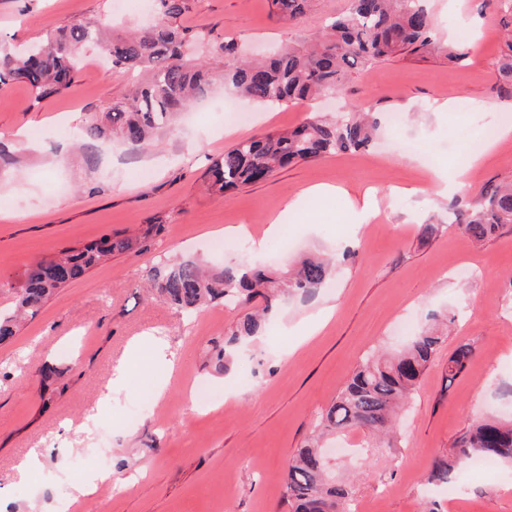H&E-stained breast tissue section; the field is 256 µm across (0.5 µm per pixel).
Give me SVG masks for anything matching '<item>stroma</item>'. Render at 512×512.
Segmentation results:
<instances>
[{
    "label": "stroma",
    "instance_id": "obj_1",
    "mask_svg": "<svg viewBox=\"0 0 512 512\" xmlns=\"http://www.w3.org/2000/svg\"><path fill=\"white\" fill-rule=\"evenodd\" d=\"M429 5L441 41L456 40L463 29L475 42L462 63L441 54L398 56L352 70L341 93L255 105L250 122L229 126L221 119L219 86L162 135L159 147L136 153L113 144L93 174L73 147L71 116L120 98L130 75L109 71L90 50L76 82L40 104L23 82L0 89V134L22 132L25 147L21 171L0 182V212L10 215L0 220V283L63 248L161 226L138 250L59 290L11 343L0 345V512H57L77 484L69 463L80 448L104 449L112 480L79 512H289V456L312 435L357 364L372 350L401 345L399 320L424 325L446 308L465 316L398 416V447H368L359 432L341 435L332 442V474L352 485L364 512H512V468L497 466L454 497L447 486L427 483L433 461L447 457L467 422L512 419V315L505 313L512 305V230L477 243L448 224L454 201L474 202L487 183L512 179V139L496 142L479 166L468 165L470 141L484 140L488 124L512 114V90L494 77L503 31L485 0ZM347 7L348 0H312L303 16L285 21L271 0H189L180 22L205 34L198 54L207 60L212 45L229 40L256 54L309 42L327 16ZM148 18L126 11L122 0H0V39L13 47L37 43L88 20L121 33ZM460 99L470 111H454ZM351 107L382 122L368 149L279 169L227 200L207 191L204 174L225 148ZM393 112L406 117L397 132L385 124ZM402 136L424 139L427 157L402 151ZM438 172L450 183L448 193L425 192ZM314 184L346 193L285 209L287 197ZM371 187L378 217L351 223L349 198ZM273 217L284 226L279 236L289 260L338 255L349 239L355 256L339 267L334 287L287 300L229 370H218L211 350L223 343L237 311L217 306L183 318L147 297L144 271L161 254L201 255L217 267L236 261V254L211 249L215 230L244 224L248 241L261 237ZM430 220L442 230L422 237ZM329 305L333 318L312 333ZM147 332L168 342L175 370L135 356L130 384L100 401L113 362ZM463 344L474 354L449 379L448 359ZM47 367L58 371L62 386L49 402L41 397ZM192 378L222 391L223 402L197 405L185 388ZM161 384L166 392L155 396ZM147 391L154 394L151 410L129 416ZM33 452L41 466L31 472L22 462Z\"/></svg>",
    "mask_w": 512,
    "mask_h": 512
}]
</instances>
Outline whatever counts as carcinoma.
<instances>
[{
    "label": "carcinoma",
    "instance_id": "1",
    "mask_svg": "<svg viewBox=\"0 0 512 512\" xmlns=\"http://www.w3.org/2000/svg\"><path fill=\"white\" fill-rule=\"evenodd\" d=\"M155 2L156 19L140 33L108 37L100 23L84 21L49 33L40 44L17 50L0 47V85L21 80L36 103L69 88L80 72L87 47L99 48L113 70L145 76L122 100L92 113L74 132L90 170L97 167L99 152L114 139L134 150L157 147L181 113L189 111L217 81L247 102L279 106L336 92L343 88L350 69L397 55L443 53L455 62L466 56L459 46L435 37L427 0H349L348 9L331 18L309 43L280 49L263 60H241L235 43L222 42L214 49L220 67L213 68L196 57L200 32L178 22L188 9V0ZM309 2L272 0L274 13L289 20L303 14ZM488 4L503 14L507 37L494 76L501 86L511 87L512 0H488ZM378 126L375 113L350 111L332 118H308L291 131L241 140L211 162L207 187L225 197L277 168L364 149ZM18 162V154L0 142V179ZM450 213L462 232L484 242L512 224V182L492 183L475 205L463 208L457 201ZM137 245L136 237L107 235L29 265L16 288L15 312H0V344L10 342L19 331L20 318L35 315L57 290L81 279L113 254ZM334 272L330 261L316 258L272 276L254 262L209 270L199 259L187 256L159 260L149 267L145 280L159 300L186 315L215 303L231 308L255 304V310L237 319L224 347L213 354L219 368L227 370L235 348L261 335L286 297L315 294ZM459 318L457 311L445 312L417 330L401 351L369 353L320 416L317 428L332 433L362 431L379 438L386 448L397 447L391 436L396 409L414 394L444 341L440 325ZM471 357L470 345L459 346L448 358V380L461 374ZM475 455L512 465V423L495 418L468 422L452 453L435 462L428 480L450 483L454 471L466 468ZM330 474L331 463L312 435L288 463L285 499L291 512H350L353 487L332 481Z\"/></svg>",
    "mask_w": 512,
    "mask_h": 512
}]
</instances>
